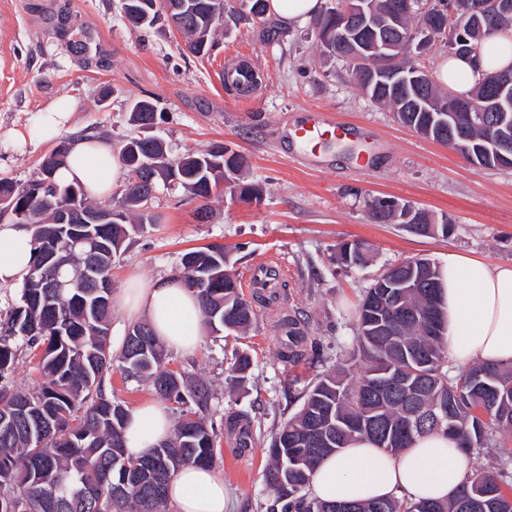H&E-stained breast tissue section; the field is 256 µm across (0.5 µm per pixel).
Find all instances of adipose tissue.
Instances as JSON below:
<instances>
[{"mask_svg": "<svg viewBox=\"0 0 512 512\" xmlns=\"http://www.w3.org/2000/svg\"><path fill=\"white\" fill-rule=\"evenodd\" d=\"M512 67V32L488 39L478 56L444 59L436 79L458 94L469 93L483 75ZM67 99L56 101L36 115L17 144L38 145L57 139L73 111ZM121 158L101 138L72 141L56 172L58 180L81 184L93 197L108 192L122 169ZM30 230L22 224H0V285L22 282L33 252ZM440 300L446 320L448 351L455 363L480 362L512 365V264L491 266L449 251L441 266ZM121 306L129 317L143 318L171 350L189 354L201 341V305L181 280L159 277L128 284ZM172 431L164 405L149 402L129 410L124 443L129 453L141 456ZM466 455L457 441L438 431L414 440L393 453L359 438L341 453L317 467L310 496L328 502H368L405 498L411 501L450 499L472 478ZM169 502L175 512H224V480L211 468L182 467L169 482Z\"/></svg>", "mask_w": 512, "mask_h": 512, "instance_id": "adipose-tissue-1", "label": "adipose tissue"}]
</instances>
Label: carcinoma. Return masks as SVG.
I'll return each instance as SVG.
<instances>
[{"instance_id": "obj_1", "label": "carcinoma", "mask_w": 512, "mask_h": 512, "mask_svg": "<svg viewBox=\"0 0 512 512\" xmlns=\"http://www.w3.org/2000/svg\"><path fill=\"white\" fill-rule=\"evenodd\" d=\"M249 12L262 24V31L277 41L282 29L267 18V0H248ZM373 0L372 27L399 34L418 27L431 36L453 39L459 19L437 0ZM490 13L488 27L474 33L482 43L501 29L512 28V13L494 9L493 0H480ZM178 7L195 20L181 28L188 37V48L195 55H206L211 37L224 17V0H126V19L138 27H152L166 19L165 12ZM336 5L323 6L312 32L323 51L343 62L356 87L371 101L392 112L403 124L429 128L434 140L444 145L451 137L435 113L414 104L384 85L371 81L370 74L353 46L336 38L339 22ZM496 74L480 79L466 98L454 125L472 140L477 167H512V161L495 159L478 149L484 129L473 112L484 105ZM161 118L148 100L133 105L131 120L147 129ZM121 149L123 159L138 155L144 161L174 169L180 185L201 201L198 215L209 213L207 202L219 178L212 171L222 167L233 184L225 191L238 193V199L257 201L261 188L245 180L243 157L224 146L203 155H187L171 161L154 134L128 141ZM127 178L118 206L122 220L97 224L91 235H73L77 224H51L55 210L93 207L86 193L78 198L68 194V186L58 185V195L44 200L28 194L31 183L18 184L1 178L0 186L14 190L26 202L39 226L32 228L33 253L42 235L60 242L72 263L61 269L67 280L78 268L97 267L102 279L112 280V257L122 248L129 231H142L155 217L148 212L146 182L151 171H134L125 164ZM371 218L377 223H395L407 231L425 235L448 233V220L437 224L433 216L417 209L416 222L401 220V214L383 209L381 199L373 200ZM370 246L363 241L338 247L334 258L348 270L367 265ZM224 248L209 246L185 253L183 273L213 276L219 288L196 292L209 327L216 331L244 333L256 317L252 302L241 291L237 277L226 270ZM397 274L411 284L392 288L383 277L373 280L357 306V334L354 336L363 364L350 379L347 369L318 376L299 393V411L281 426L269 448L267 483L273 493L266 512H336L339 503H327L308 493L310 480L319 463L339 454L357 437L368 438L387 451L398 452L413 440L431 432L443 431L456 437L468 454L495 437L512 431V366L490 367L473 364L448 375V348L439 300L441 270L429 258L413 264L397 265ZM25 278L16 305L6 314L5 334L0 336V375L16 360L17 338L29 346L42 348L39 372L43 382L34 389L0 388V512H168L167 485L171 476L187 464L213 467L217 461L214 428L207 426L199 412L207 409L210 389L198 382L187 385L182 374L166 366L163 343L147 324H136L128 332L119 359L121 369L150 382L155 394L180 408L170 437L146 456L134 457L124 446L125 406L106 394L102 370L112 364L109 326L112 317V289L101 294L85 283L51 291L29 287ZM389 325L381 336L376 326ZM279 359L294 366L314 354L317 341L309 335V322L295 315L279 318ZM400 375L414 381L416 402L423 424L407 428L411 399L400 386H387V375ZM29 406L26 413L16 410L19 402ZM446 404L440 420L431 418L432 408ZM227 427L238 431L240 442L254 440V418L246 411L226 417ZM487 493L481 497L477 491ZM471 512H512V449L501 453L497 471L464 484L449 502L380 499L367 503H346L352 512H460L463 504Z\"/></svg>"}]
</instances>
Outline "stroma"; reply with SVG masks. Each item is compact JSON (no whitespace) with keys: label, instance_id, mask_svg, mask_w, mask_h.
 Masks as SVG:
<instances>
[{"label":"stroma","instance_id":"obj_1","mask_svg":"<svg viewBox=\"0 0 512 512\" xmlns=\"http://www.w3.org/2000/svg\"><path fill=\"white\" fill-rule=\"evenodd\" d=\"M228 15L210 55L191 54L184 38L164 25L132 27L121 0H0V178H38L53 143L17 147L11 131L67 97L75 111L63 136L93 135L113 149L139 136L130 119L137 101H152L165 121L155 130L170 158L221 145L247 160L250 181L263 189L247 203L213 193L211 215H196L198 200L177 186H158L149 203L157 224L132 235L114 259L112 291L134 280L182 275L186 251L225 247L228 268L247 279L258 258L279 259L286 286L272 306H257L247 334L204 332L191 354L170 353L167 366L188 383L211 389L203 416L217 424V473L228 493L226 512H264L266 451L277 428L299 408L297 394L316 375L335 368L356 334L355 307L390 264L421 256L446 260L449 250L490 265L512 262V168L478 169L446 145L400 125L350 82L341 62L308 39L310 24L288 26L280 42L264 40L245 0H225ZM356 125L355 146L322 148L320 167L297 156L286 135L312 113ZM409 201L447 217L448 236H416L396 224H378L368 204L377 197ZM362 240L373 261L343 270L337 244ZM308 317L324 348L322 360L290 367L278 358L276 319ZM252 367L241 385L228 371L239 355ZM105 390L126 408L154 400L148 382L106 374ZM254 418L256 441L243 449L223 428L232 411Z\"/></svg>","mask_w":512,"mask_h":512}]
</instances>
